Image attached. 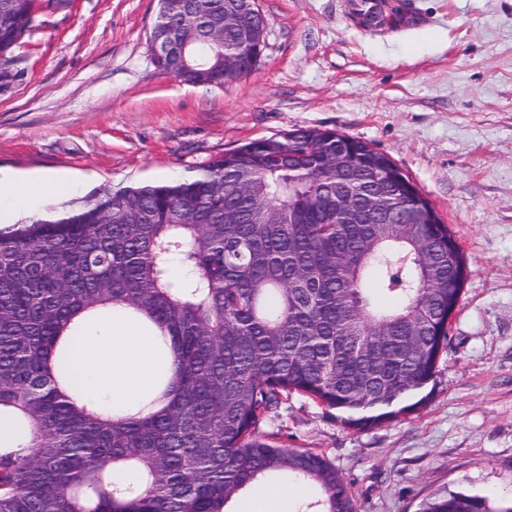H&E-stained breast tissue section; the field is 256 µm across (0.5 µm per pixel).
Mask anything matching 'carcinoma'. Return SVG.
I'll return each instance as SVG.
<instances>
[{"mask_svg":"<svg viewBox=\"0 0 512 512\" xmlns=\"http://www.w3.org/2000/svg\"><path fill=\"white\" fill-rule=\"evenodd\" d=\"M246 0H168V35L194 33L192 54L155 60L194 85H222L224 55L246 72L266 28ZM0 77L21 76L18 49L42 13L66 0H0ZM361 171L341 190L362 204L392 195L406 216L418 193L382 183L392 159L334 130L297 129L224 152L199 172L110 189L0 231V418L26 427L0 446V512H228L278 473L312 484L303 512H357L323 454L256 433L297 392L364 430L421 407L448 344L468 266L448 225L336 223V149ZM191 279L171 275L174 265ZM123 305L160 329L161 396L135 416L78 405L61 385L71 347ZM422 512H512V502L450 492Z\"/></svg>","mask_w":512,"mask_h":512,"instance_id":"obj_1","label":"carcinoma"}]
</instances>
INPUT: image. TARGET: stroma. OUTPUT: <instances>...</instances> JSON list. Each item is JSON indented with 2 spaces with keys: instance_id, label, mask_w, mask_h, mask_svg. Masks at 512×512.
<instances>
[{
  "instance_id": "stroma-1",
  "label": "stroma",
  "mask_w": 512,
  "mask_h": 512,
  "mask_svg": "<svg viewBox=\"0 0 512 512\" xmlns=\"http://www.w3.org/2000/svg\"><path fill=\"white\" fill-rule=\"evenodd\" d=\"M403 1L417 21L389 33L351 19L348 0H258L259 65L196 86L154 64L158 0H76L40 17L23 81L0 94V177L32 200L20 219L295 129L366 141L433 203L468 277L427 404L356 430L294 394L257 429L324 454L358 512H419L459 489L512 498V0ZM48 175L67 189L41 191Z\"/></svg>"
}]
</instances>
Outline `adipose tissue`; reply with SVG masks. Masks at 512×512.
<instances>
[{"mask_svg": "<svg viewBox=\"0 0 512 512\" xmlns=\"http://www.w3.org/2000/svg\"><path fill=\"white\" fill-rule=\"evenodd\" d=\"M158 330L147 328L141 318L129 317L123 306L97 321L73 348L70 374L79 389L78 404L107 398L112 414L125 416L136 410L156 384L161 370H173L172 361L157 352Z\"/></svg>", "mask_w": 512, "mask_h": 512, "instance_id": "adipose-tissue-1", "label": "adipose tissue"}]
</instances>
